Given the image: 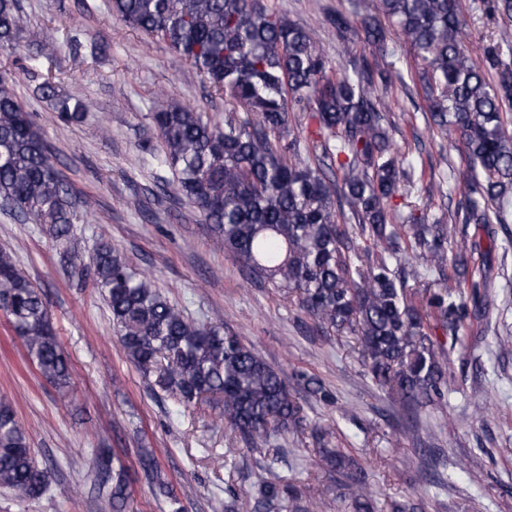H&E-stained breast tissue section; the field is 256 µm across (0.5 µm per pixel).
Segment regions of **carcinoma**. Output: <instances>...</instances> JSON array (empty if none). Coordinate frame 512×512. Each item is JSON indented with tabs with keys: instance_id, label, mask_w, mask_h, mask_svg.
<instances>
[{
	"instance_id": "carcinoma-1",
	"label": "carcinoma",
	"mask_w": 512,
	"mask_h": 512,
	"mask_svg": "<svg viewBox=\"0 0 512 512\" xmlns=\"http://www.w3.org/2000/svg\"><path fill=\"white\" fill-rule=\"evenodd\" d=\"M469 0H371L366 14L328 15L336 38L361 46L346 62H333L316 33L272 8L267 0H109L108 9L132 28L163 42L188 61L224 100V119L161 95L151 120L161 149L150 155L170 170L175 189L211 224L215 244L255 281H267L321 327L347 329L372 382L394 395L411 415L451 390L448 354L433 332L458 337L469 313L486 312L488 278L467 283L468 255L476 243L457 238L456 225L502 224L512 207V134L503 106L512 102V71L496 82L503 50L512 52V28L504 25L482 60L473 59L464 29ZM28 24L19 0H0V49L17 51ZM414 53L421 90L433 123L450 130L468 166L483 180L431 182L442 194L460 192L466 203L452 223H426L416 205L393 200L409 192L417 167L393 144L385 126L379 87L388 94L399 72L385 66L390 35ZM46 43L25 57L39 73ZM55 117L81 124L83 99L59 94L51 79L38 85ZM317 124L315 138L282 143L290 109ZM244 116L239 117L237 113ZM0 202L55 240L74 235L68 188L50 162L43 129L0 69ZM378 251L353 245L345 223ZM405 264L414 284L392 268ZM87 269L104 298L127 360L167 397L185 408L206 399L228 430L260 451L271 439L301 424V407L278 371L220 320L199 323L171 303L153 278L134 267L99 235ZM0 311L23 340L42 376L69 386L71 366L34 284L0 251ZM311 397L333 399L322 381L299 375ZM311 437L320 461L345 478L353 512H376L365 491L366 472L352 449L315 426ZM141 472L168 512H181L153 452L139 454ZM0 486L39 498L49 490L13 407L0 402ZM123 472L102 463L98 512H125ZM252 512H319L316 501L287 478L258 476Z\"/></svg>"
}]
</instances>
